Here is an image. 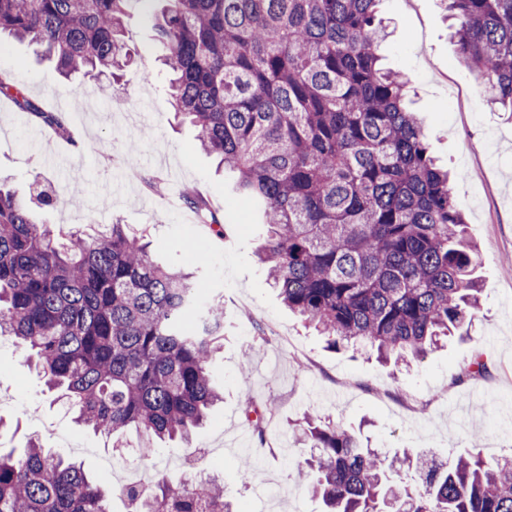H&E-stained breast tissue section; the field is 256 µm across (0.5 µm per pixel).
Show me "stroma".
I'll return each instance as SVG.
<instances>
[{"label": "stroma", "mask_w": 512, "mask_h": 512, "mask_svg": "<svg viewBox=\"0 0 512 512\" xmlns=\"http://www.w3.org/2000/svg\"><path fill=\"white\" fill-rule=\"evenodd\" d=\"M387 26L383 64L411 79L408 106L419 112L427 143L454 176V197L468 239L479 250L481 310L447 347L408 367L381 365L370 354L328 349L281 303L255 251L265 229L243 220L251 202L236 195L189 125L177 124L160 64L164 48L151 16L126 21L135 61L116 91L84 94L65 87L53 66L24 43L0 47V72L49 112L64 109L78 147L34 124L0 94V183L18 195L39 188L59 195L37 211L45 224H127L146 234L154 254L175 268L208 262L199 284L224 297V341L211 370L224 391L191 444L155 445L128 431L122 450L80 430L14 338H0V449L22 453L36 439L51 453L82 461L112 484L111 512H127L119 488L136 472L183 461L192 448L208 456L196 475L217 476L235 512H320L322 504L296 464L304 453L293 430L304 412L342 422L373 448L430 453L440 460L467 452L484 461L512 456V119L472 97L475 72L460 59L442 0H380ZM218 206L225 233L198 223L187 198ZM493 361L490 377L463 380L476 349ZM275 411L258 438L245 404ZM279 487L277 499L265 488Z\"/></svg>", "instance_id": "35a3bbf8"}]
</instances>
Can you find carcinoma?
<instances>
[{
  "label": "carcinoma",
  "instance_id": "1",
  "mask_svg": "<svg viewBox=\"0 0 512 512\" xmlns=\"http://www.w3.org/2000/svg\"><path fill=\"white\" fill-rule=\"evenodd\" d=\"M154 0H0V35L37 47L67 80L117 78L125 19ZM175 116L219 160L268 227L255 255L289 310L333 350L409 364L480 312L476 247L452 180L403 104L408 80L381 67L378 0H166ZM487 102L512 116V0H444ZM38 123L71 137L0 74ZM222 231L219 209L190 199ZM0 336H13L79 425L105 436L186 439L221 399L210 369L221 298L159 262L125 224L86 234L35 222L0 188ZM477 355L462 379L483 378ZM299 465L325 512H512V458L451 463L364 446L307 415ZM129 512H234L224 484L162 475L124 492ZM107 491L37 440L0 451V512H109Z\"/></svg>",
  "mask_w": 512,
  "mask_h": 512
}]
</instances>
